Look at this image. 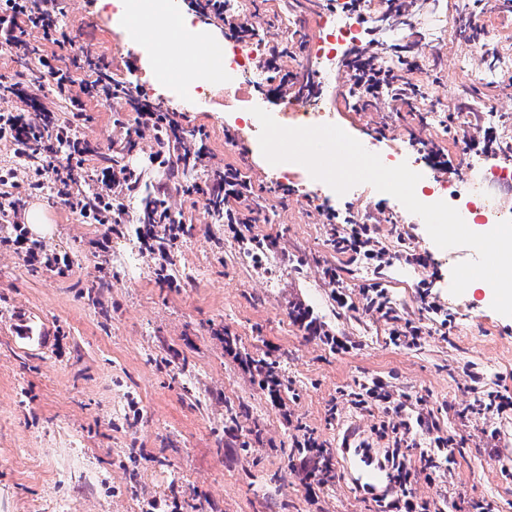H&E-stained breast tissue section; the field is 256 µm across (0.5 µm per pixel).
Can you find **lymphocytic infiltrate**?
<instances>
[{"label":"lymphocytic infiltrate","instance_id":"obj_1","mask_svg":"<svg viewBox=\"0 0 512 512\" xmlns=\"http://www.w3.org/2000/svg\"><path fill=\"white\" fill-rule=\"evenodd\" d=\"M57 15L58 0H0V53L16 55L25 51L28 47L27 38L33 31L38 32L44 42L55 46L70 43L71 37L60 27ZM38 62L42 87L58 97L68 99L72 111L84 112L83 100L72 92L74 79L71 72L59 68L52 55L40 56ZM416 65L417 57L413 54L402 57L398 67L394 68L384 66L372 48L365 47L352 52L346 66L352 81L355 108H364L387 97L409 104L416 102L420 89L406 77L407 71ZM98 93L108 100H129L132 111L137 114V126L151 129L160 141L173 144L176 157L166 156L161 150L153 155L152 160L159 167L166 168L175 162L183 165L198 164L205 159L203 141H184L169 112L132 99L128 89L117 83L99 82ZM0 141L11 143L17 156L33 160L34 167L30 176L32 189L51 184L57 198L63 200L84 223H123L125 209L121 199L138 190L139 174L124 165L106 167L101 172V190L90 194H73L70 188L72 175L76 169L82 168L91 149L87 143L75 137L71 125L51 122L46 116L36 121L28 118L25 113L4 110L0 112ZM13 177L10 171L0 175V222L12 225L14 229L10 245L29 264L44 263L61 270L68 268L67 258L46 253L39 242L30 238L21 220V201L12 192ZM192 191L223 205L224 222L234 236H242L244 229L252 224L255 213L254 192L237 168L225 166L224 174L218 180L204 186L194 185ZM148 214L149 226L142 233L141 240L147 251L154 255L158 265L163 266L170 252L158 242L154 227L162 225L173 240L179 237L181 228L165 196H158L151 202ZM322 217L324 223L331 226L330 242L337 254L348 256L353 261H365L374 271H382L397 260L418 266L425 263L421 255L407 251L392 254L380 247L377 228L373 223L357 221L351 229L346 230L339 225V213L329 210L323 212ZM361 295L365 309L378 313L389 323L390 337L394 343L408 346L419 344L424 334L422 326L402 320L391 307L387 293L380 284L373 281L363 285ZM224 349L228 355L236 357L240 369L252 382L257 383L275 411L283 419H290L291 413L282 396L283 382L278 375L263 363L238 356L237 342L232 337H225ZM350 397L356 408L367 409L380 405L395 416L394 421L382 423L378 430L379 437L388 442L386 458L393 469V491L389 497L388 512H433L430 501L419 500L412 495L409 485L413 472L407 468L405 459L411 450H418V471L427 477L439 473L443 466L445 439L436 436L434 424L424 418L419 417L413 421L402 419L404 405L395 400L393 390L384 380H373L371 384L361 386L359 391L351 392ZM417 430L429 434L427 448H419L413 436Z\"/></svg>","mask_w":512,"mask_h":512}]
</instances>
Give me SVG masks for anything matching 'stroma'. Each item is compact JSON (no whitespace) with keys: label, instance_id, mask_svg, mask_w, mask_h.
Segmentation results:
<instances>
[{"label":"stroma","instance_id":"obj_1","mask_svg":"<svg viewBox=\"0 0 512 512\" xmlns=\"http://www.w3.org/2000/svg\"><path fill=\"white\" fill-rule=\"evenodd\" d=\"M60 5L58 20L72 44L46 46L34 32L27 60L0 56V73L27 65V81L37 91L32 101L0 97V110L22 107L74 122L77 137L96 147L76 190H97L100 170L114 163L140 173L141 183L123 200L126 224L106 241L101 225L83 223L52 189H30L27 162L0 141V169L17 171L15 195L25 209L40 208L51 227L40 244L70 263L62 273L28 265L6 243L11 225L0 224V512H146L153 499L178 501L179 512H377L339 475L307 496L304 469L289 463L293 441L303 433L331 454L350 431L367 447H383L375 433L383 410L354 409L341 395L373 378L407 396L406 417L431 414L450 441V465L435 482H414L418 497L447 508L463 496L461 512H474L478 501L487 512H512V413L490 415L477 400L482 391L512 394V317L492 309L491 290L450 291L453 266L473 259L474 251L438 248L418 215L372 185L339 195L298 167L283 177L262 155L258 137L238 134L224 109L223 87L208 101L171 91L169 82L154 78L145 40L114 25L110 0ZM256 5L259 54L287 47L280 64L305 86L317 67L310 47L322 35L310 19L348 17L346 0ZM412 13L413 27L375 22L361 40L392 60L396 47L414 48L419 65L408 78L438 92L435 112L389 99L354 110L350 77L338 66L317 87L325 119L379 156L398 151L415 171L427 167L431 144H439L453 162L439 172L443 181L462 183L473 169H512V159L499 151H453L460 131L475 137L487 129L499 136L512 131V70L481 77L488 59L512 55V13L488 6L477 14L473 0H414ZM437 15L447 25L436 30ZM471 22L481 41L453 34V27ZM39 48L72 69L76 86L106 73L133 97L176 113L184 134L204 131L208 158L195 167L158 168L150 155L161 144L148 129L135 149L123 150L125 132L113 120L120 111L129 121L134 115L121 100L85 98L81 118L73 119L67 100L38 88ZM458 103L465 109L452 129L448 109ZM228 164L241 169L259 196L256 221L241 240L205 197L183 192L213 182ZM161 187L184 224L163 269L136 235L146 199ZM325 209L372 218L382 246L423 254L427 267L398 262L377 276L348 262L328 241ZM327 266L340 269L352 308L337 305L322 273ZM374 280L401 316L424 326L420 346L393 344L385 319L365 310L359 288ZM423 280L450 326L422 309L417 285ZM297 303L352 349L334 352L304 336L290 316ZM22 309L43 325L51 345L15 339ZM228 335L253 357L276 359L297 394L291 421L278 416L225 353Z\"/></svg>","mask_w":512,"mask_h":512}]
</instances>
